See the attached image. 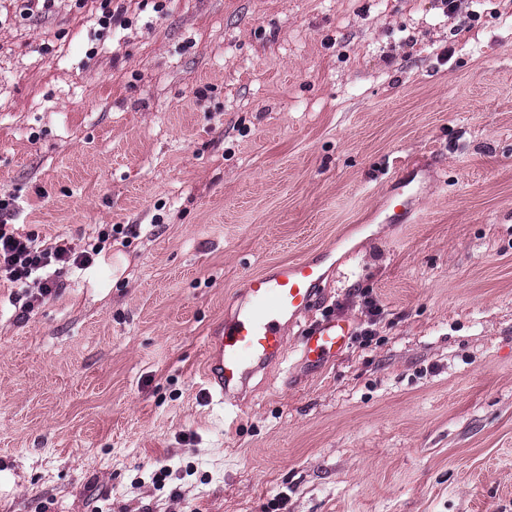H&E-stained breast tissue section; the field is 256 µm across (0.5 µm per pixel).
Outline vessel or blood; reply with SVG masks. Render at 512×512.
I'll use <instances>...</instances> for the list:
<instances>
[{"label": "vessel or blood", "instance_id": "b4317fda", "mask_svg": "<svg viewBox=\"0 0 512 512\" xmlns=\"http://www.w3.org/2000/svg\"><path fill=\"white\" fill-rule=\"evenodd\" d=\"M411 179L397 175L386 199L384 220L411 222ZM324 257L283 261L247 277L240 302L204 341V380L209 397L238 398L259 371L285 362L288 331L308 315L317 300L316 288L325 279ZM355 330L346 316L327 315L311 323L299 338L298 362L316 370L336 359Z\"/></svg>", "mask_w": 512, "mask_h": 512}]
</instances>
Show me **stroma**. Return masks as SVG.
<instances>
[{"label": "stroma", "instance_id": "35a3bbf8", "mask_svg": "<svg viewBox=\"0 0 512 512\" xmlns=\"http://www.w3.org/2000/svg\"><path fill=\"white\" fill-rule=\"evenodd\" d=\"M142 3L0 0L17 223L132 227L30 313L0 287V512H512V0ZM330 246L313 315L372 296L375 337L259 373L225 436L206 336ZM98 2L97 10L100 13L98 18L99 25L103 30L109 29L112 25L125 24V0H96ZM413 182L414 179H408L403 174L397 175L392 181L386 199V208L388 210L383 220L385 223H412Z\"/></svg>", "mask_w": 512, "mask_h": 512}]
</instances>
